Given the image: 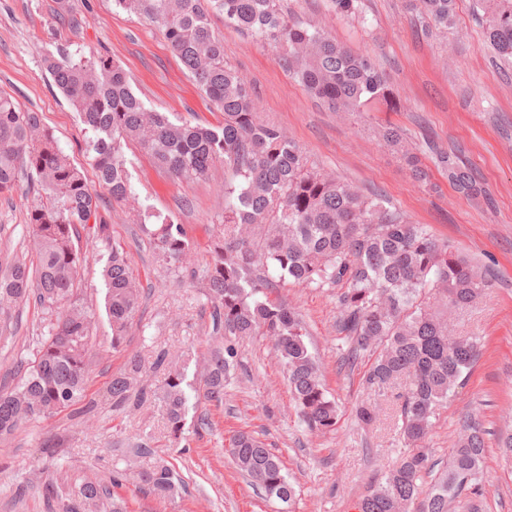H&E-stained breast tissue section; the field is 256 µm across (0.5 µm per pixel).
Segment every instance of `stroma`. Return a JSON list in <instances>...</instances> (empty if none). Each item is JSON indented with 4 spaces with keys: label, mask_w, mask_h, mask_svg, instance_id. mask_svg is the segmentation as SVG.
Returning <instances> with one entry per match:
<instances>
[{
    "label": "stroma",
    "mask_w": 512,
    "mask_h": 512,
    "mask_svg": "<svg viewBox=\"0 0 512 512\" xmlns=\"http://www.w3.org/2000/svg\"><path fill=\"white\" fill-rule=\"evenodd\" d=\"M286 2L292 17L371 56L397 97L398 111L359 115L328 109L293 81L275 48L241 35L215 14L211 24L224 41V58L251 82L263 119L281 127L311 163L380 195L490 272L493 286L477 306L450 317L454 335L479 337L481 354L465 387L439 408L426 446L431 461L446 462L463 417L478 416L488 431L482 512H512V460H504L497 446L499 435L512 432V66L492 58L472 0H457L455 25L442 36L425 30L409 0H361L357 21L336 17L327 0ZM70 4L63 18L56 0H0V89L40 114L87 179L95 177L83 151L88 132L53 86L45 52H101L122 67L145 107L177 123L223 125V112L172 52L159 25L114 9L112 0ZM385 122L403 130L428 181H415L404 160L380 142L376 131ZM430 141L468 165L486 197L457 193L427 150ZM123 151L139 207L174 216L192 243L191 254L177 268L160 263L134 213L97 188L110 241L122 247L142 289L141 305L125 343L113 348L102 264L92 259L80 269L78 292L95 312L87 400L0 439V512H50L44 484L71 490L118 471L127 475L120 493L128 512H358L361 498L406 447L394 394L377 398L375 423L367 426L356 417L357 404L369 398L360 385L369 360L361 358L353 367L344 361L348 344L337 328L339 289L287 283L275 292L307 328L326 389L339 407L334 431L307 429L268 337L245 336L235 343L236 367L223 405L191 403L184 441L172 438L156 398L164 372L154 363L161 355L177 363L188 351L203 354L212 339L203 275L212 240L223 228L224 165L215 163L206 179L185 182L160 168L140 145L128 143ZM32 199L24 179L0 196V261H34L27 222ZM45 322L31 301L0 321V387L13 385L17 363L27 358ZM133 356L145 366L140 385L148 396L113 406L108 388ZM202 415L210 425L201 430ZM240 432L279 455L296 483L293 505L266 499L238 471L228 449ZM50 436L57 446L49 458L42 443ZM142 445L149 454L136 455ZM159 458L182 479L170 498L146 493L137 481L138 471Z\"/></svg>",
    "instance_id": "obj_1"
}]
</instances>
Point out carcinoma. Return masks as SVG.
<instances>
[{"label":"carcinoma","mask_w":512,"mask_h":512,"mask_svg":"<svg viewBox=\"0 0 512 512\" xmlns=\"http://www.w3.org/2000/svg\"><path fill=\"white\" fill-rule=\"evenodd\" d=\"M427 23L448 30L456 0H410ZM335 13L354 18L360 0H331ZM112 7L163 26L172 51L183 61L205 95L224 112V126L173 122L165 112L148 109L133 93L124 71L104 55L74 58L57 50L43 63L55 87L79 112L91 136L85 151L99 182L112 200L135 205L123 144L136 142L171 176L205 178L224 162V230L215 236L205 270L214 333L203 372L188 378L186 363L166 365L160 401L174 439L184 433L190 396L215 406L224 403V384L237 355L232 340L268 336L286 370L298 414L308 428L326 433L338 422L336 402L328 397L316 358L299 316L271 297L280 282L319 288L340 287L339 330L358 356L374 358L363 373V389L380 394L397 382L400 433L406 452L359 503V512H479L477 481L483 475L486 429L474 417L462 421V433L449 449L444 469L432 472L423 447L436 411L466 382L480 356L473 336H452L448 314L475 304L491 281L451 245L438 242L422 224L365 195L341 179L309 164L301 148L278 126L264 121L249 81L224 61V44L213 32L210 14L239 31L282 50L281 60L304 91L338 112H394L397 99L372 58L354 52L320 30L292 22L282 0H112ZM476 10L494 57L512 62V0H476ZM378 135L400 154L417 180L425 177L403 131L388 122ZM448 181L466 197L485 189L472 170L438 154ZM33 183L28 210L37 263L16 258L0 267V317L20 302L34 301L47 315V331L20 364L16 383L0 388V437L21 424L49 418L85 397L86 358L92 311L81 302L75 283L89 254L105 259L106 312L112 348L121 347L140 306V291L129 275L124 253L109 247L107 224L85 175L57 145L36 112L26 111L0 90V194L21 174ZM147 230L157 260L179 267L191 243L182 225L156 216ZM87 232V250L79 246ZM132 357L127 372L112 379L109 395L120 407L132 396L141 372ZM238 470L269 499L291 504L295 484L280 457L255 436L241 432L232 440ZM125 478L116 472L107 482L86 480L73 496L46 486L52 512H126L118 493ZM140 483L160 498L175 495L180 481L160 460L140 473Z\"/></svg>","instance_id":"obj_1"}]
</instances>
